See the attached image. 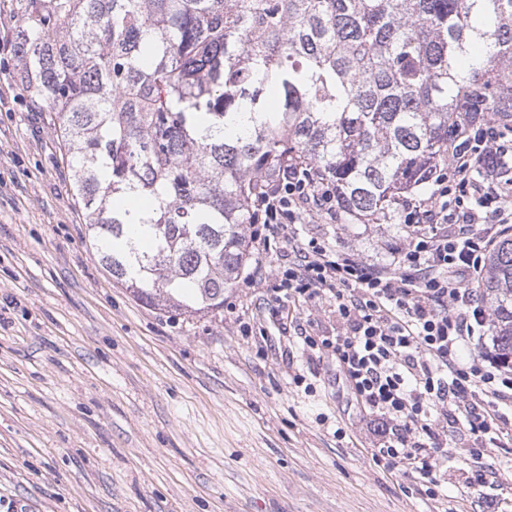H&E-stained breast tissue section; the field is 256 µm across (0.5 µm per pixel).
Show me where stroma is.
I'll return each instance as SVG.
<instances>
[{"mask_svg":"<svg viewBox=\"0 0 512 512\" xmlns=\"http://www.w3.org/2000/svg\"><path fill=\"white\" fill-rule=\"evenodd\" d=\"M20 0H0V507L24 512H512V461L432 496L375 465L371 418L300 333L333 299L275 305L284 238L253 242L219 313L181 320L104 269L47 112L17 84ZM405 224L309 217L316 238L389 263ZM303 375L311 391L295 386ZM343 436H336V428Z\"/></svg>","mask_w":512,"mask_h":512,"instance_id":"1","label":"stroma"}]
</instances>
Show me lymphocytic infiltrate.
<instances>
[{"mask_svg":"<svg viewBox=\"0 0 512 512\" xmlns=\"http://www.w3.org/2000/svg\"><path fill=\"white\" fill-rule=\"evenodd\" d=\"M428 198L401 205L413 231L393 248L388 265L368 263L318 239L292 246L276 301L328 296L340 322L335 335L307 336L309 355L341 367L363 410L376 420L374 464L409 466L431 488L445 481L448 450L436 429L440 416L474 439L465 460L473 482L494 478L483 458L512 447V368L496 361L461 362V351L481 343L489 324L475 286L484 256L503 225L512 223V147L493 125L448 153L447 171L432 179ZM265 219L254 238L284 236L307 215L340 219L330 182L289 169L261 203Z\"/></svg>","mask_w":512,"mask_h":512,"instance_id":"obj_1","label":"lymphocytic infiltrate"}]
</instances>
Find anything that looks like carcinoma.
<instances>
[{"mask_svg":"<svg viewBox=\"0 0 512 512\" xmlns=\"http://www.w3.org/2000/svg\"><path fill=\"white\" fill-rule=\"evenodd\" d=\"M15 51L99 262L187 319L224 307L284 170L379 224L456 133L512 134V0H23ZM477 288L512 366L509 231Z\"/></svg>","mask_w":512,"mask_h":512,"instance_id":"cac0c4a2","label":"carcinoma"}]
</instances>
